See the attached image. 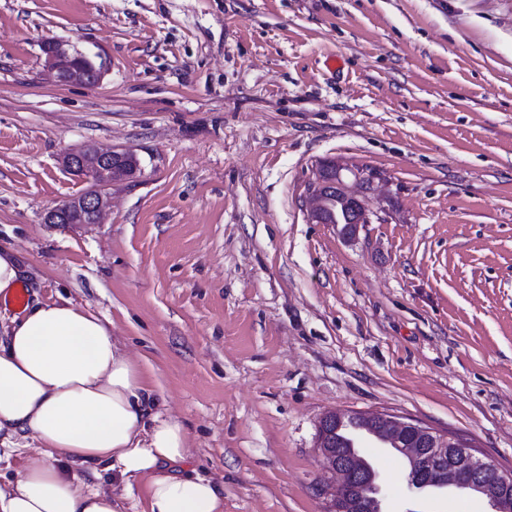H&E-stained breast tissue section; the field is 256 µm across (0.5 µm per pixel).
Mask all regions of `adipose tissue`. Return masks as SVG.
Returning a JSON list of instances; mask_svg holds the SVG:
<instances>
[{
	"mask_svg": "<svg viewBox=\"0 0 512 512\" xmlns=\"http://www.w3.org/2000/svg\"><path fill=\"white\" fill-rule=\"evenodd\" d=\"M154 403L106 317L67 299L26 304L0 329V453L22 436L49 457L0 485V512H125L142 476L147 512H224L213 478L174 472L187 434Z\"/></svg>",
	"mask_w": 512,
	"mask_h": 512,
	"instance_id": "obj_1",
	"label": "adipose tissue"
}]
</instances>
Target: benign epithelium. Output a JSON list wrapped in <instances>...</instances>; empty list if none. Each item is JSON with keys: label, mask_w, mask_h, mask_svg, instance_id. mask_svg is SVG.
I'll return each mask as SVG.
<instances>
[{"label": "benign epithelium", "mask_w": 512, "mask_h": 512, "mask_svg": "<svg viewBox=\"0 0 512 512\" xmlns=\"http://www.w3.org/2000/svg\"><path fill=\"white\" fill-rule=\"evenodd\" d=\"M44 54L48 68L60 83L77 81L97 85L103 77L101 69L95 77H90L86 66L89 58L75 47L67 48L60 42L51 41L44 47ZM62 164L76 176L92 174L95 180L91 189L52 207L45 216L47 224L101 223L112 182L127 179L139 170V160L132 150L94 145L65 152ZM362 181L361 173L354 169H336V186L356 202L353 223L343 229L349 237L356 235L361 225L371 222L372 212L357 189ZM340 419L341 414L329 412L320 419L317 428L316 448L325 474L338 480L329 493L327 512H383L379 477L368 468L359 451L351 450L352 462L359 468L356 479L349 466L336 458L334 433ZM366 420L383 422L385 428L381 437L395 443L405 453L410 468V490L453 486L466 478L471 487L488 499L492 512H512V473L494 481L479 479L483 473L495 469V465L476 457L473 449L454 434L381 412L367 416Z\"/></svg>", "instance_id": "obj_1"}]
</instances>
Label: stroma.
Returning <instances> with one entry per match:
<instances>
[{"instance_id": "obj_1", "label": "stroma", "mask_w": 512, "mask_h": 512, "mask_svg": "<svg viewBox=\"0 0 512 512\" xmlns=\"http://www.w3.org/2000/svg\"><path fill=\"white\" fill-rule=\"evenodd\" d=\"M104 66L62 84L43 46ZM342 60L329 72V56ZM132 149L99 224L63 154ZM376 173L355 238L321 161ZM0 245L27 300L106 316L224 512H325L323 414L388 412L512 471V0H0ZM385 512H491L407 486Z\"/></svg>"}]
</instances>
